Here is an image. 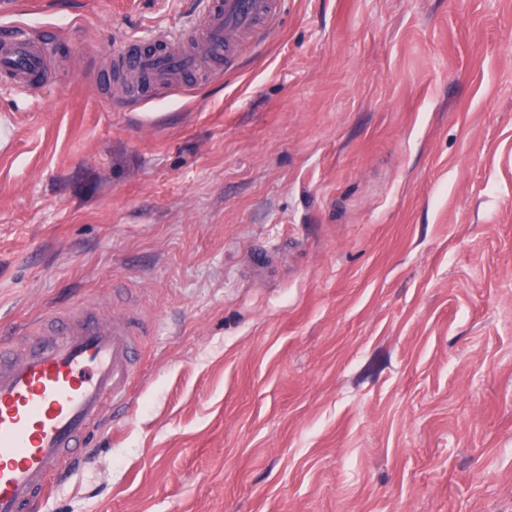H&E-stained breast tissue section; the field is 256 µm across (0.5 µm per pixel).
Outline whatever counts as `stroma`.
Wrapping results in <instances>:
<instances>
[{
  "mask_svg": "<svg viewBox=\"0 0 512 512\" xmlns=\"http://www.w3.org/2000/svg\"><path fill=\"white\" fill-rule=\"evenodd\" d=\"M197 0H24L0 331L135 307L126 406L41 512H512V0H287L220 78L107 53ZM50 38L31 35L25 25L13 23L0 29V80L19 88L41 84L49 59Z\"/></svg>",
  "mask_w": 512,
  "mask_h": 512,
  "instance_id": "stroma-1",
  "label": "stroma"
}]
</instances>
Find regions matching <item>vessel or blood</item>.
Segmentation results:
<instances>
[{
	"label": "vessel or blood",
	"instance_id": "b4317fda",
	"mask_svg": "<svg viewBox=\"0 0 512 512\" xmlns=\"http://www.w3.org/2000/svg\"><path fill=\"white\" fill-rule=\"evenodd\" d=\"M283 0H206L197 26L146 41L129 39L112 70L135 86V100L167 93L209 67L232 70L230 44L252 36ZM49 37L25 25L0 27V81L30 89L48 65ZM152 324L133 310L94 314L89 303L45 312L0 343V512H40L65 460L88 447L107 405L126 401L137 376L136 347Z\"/></svg>",
	"mask_w": 512,
	"mask_h": 512
}]
</instances>
